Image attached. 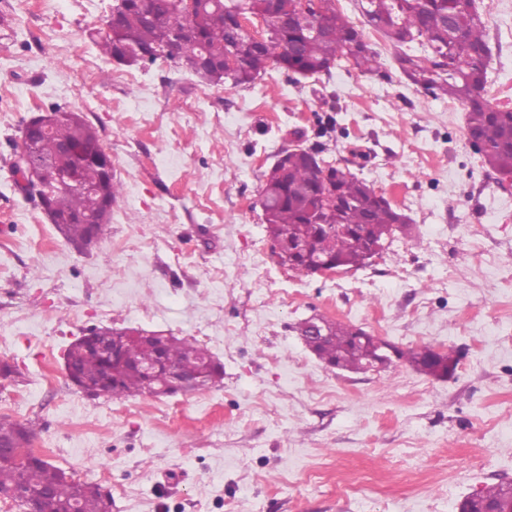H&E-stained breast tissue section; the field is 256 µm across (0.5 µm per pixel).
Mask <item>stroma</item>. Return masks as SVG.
<instances>
[{"label":"stroma","mask_w":512,"mask_h":512,"mask_svg":"<svg viewBox=\"0 0 512 512\" xmlns=\"http://www.w3.org/2000/svg\"><path fill=\"white\" fill-rule=\"evenodd\" d=\"M112 0H0V417L31 423L53 465L112 494V512H458L512 480V187L465 136L459 102L417 90L389 44L369 75L338 63L253 85L97 46ZM491 103L512 108V0L482 7ZM82 112L120 186L101 240L74 250L19 189L20 129ZM301 145L349 167L410 235L363 268L302 275L271 252L264 172ZM318 315L402 350L455 349L437 379L397 360L326 366L296 331ZM109 325L192 336L224 366L188 395L90 397L67 347Z\"/></svg>","instance_id":"35a3bbf8"}]
</instances>
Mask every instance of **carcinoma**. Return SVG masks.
<instances>
[{
    "instance_id": "cac0c4a2",
    "label": "carcinoma",
    "mask_w": 512,
    "mask_h": 512,
    "mask_svg": "<svg viewBox=\"0 0 512 512\" xmlns=\"http://www.w3.org/2000/svg\"><path fill=\"white\" fill-rule=\"evenodd\" d=\"M198 22L189 20L176 0H123L112 27L103 29L98 45L112 60L126 53L130 64L153 63L166 58L188 69L186 56L199 55L224 61V71L203 80L232 88L250 86L270 69H281L304 78L327 74L344 60L361 73L377 71L376 49L336 6L338 0H316L312 16L317 26L297 20L298 0H197ZM367 25L392 45L400 74L435 99L459 101L465 110L468 139L480 142L482 168L497 176L512 173V109L493 106L486 98L487 68L491 48L486 21L476 0H360ZM237 14L260 15L267 23L265 41L255 42L232 28ZM42 139V149L51 172L73 173L87 190L48 186L50 210L60 217L101 215L102 200L92 188L106 179L102 160L107 152L97 130L79 112L61 106ZM73 144L76 151L59 149ZM259 203L269 236L281 243L302 246L290 270L305 274L316 260H330L352 270L366 265L367 241L355 231L342 232L337 224L367 226L371 237L384 243L396 234L394 225L405 216L384 196L376 194L348 168L331 163L313 148L288 151L286 162L263 174ZM333 188L343 205L324 215L325 225L310 223L321 196ZM105 225L73 221L59 228L72 244L90 235L99 238ZM327 338L303 335L307 347L324 363L338 370L367 369L375 348L373 340L360 338L357 327L325 320ZM105 341L121 352L123 366L108 378L96 341ZM185 370L210 367L213 379L221 377L209 351L191 337L140 333L137 338L111 327L98 328L96 340L81 337L70 344L65 357L73 373V384L86 393L99 389L110 398L146 393L142 369L153 364L157 353ZM405 359L417 370L435 377L456 368L453 349L446 352L430 345L411 349ZM34 429L17 421L0 419V440L23 449L21 458L0 456V492L24 484L46 490L54 504L78 499L77 512H112V494L100 485L83 483L77 488L68 474L44 459L27 461ZM508 484L500 483L466 499L477 510L486 504L507 509Z\"/></svg>"
}]
</instances>
